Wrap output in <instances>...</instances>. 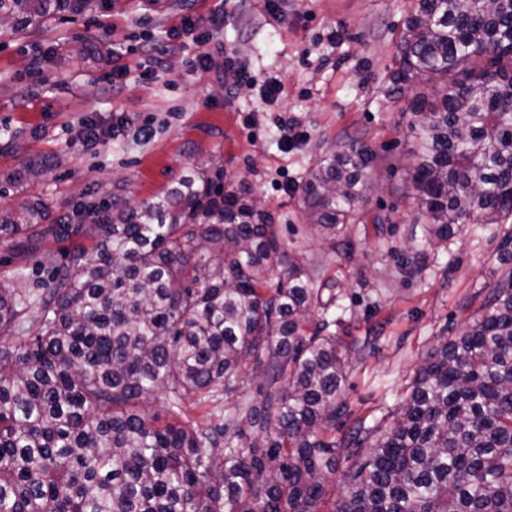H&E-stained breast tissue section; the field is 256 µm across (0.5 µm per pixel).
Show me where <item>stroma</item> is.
I'll use <instances>...</instances> for the list:
<instances>
[{
  "mask_svg": "<svg viewBox=\"0 0 512 512\" xmlns=\"http://www.w3.org/2000/svg\"><path fill=\"white\" fill-rule=\"evenodd\" d=\"M274 20L266 0H194L204 46L166 51L181 0H99L38 28L0 29V207L42 199L51 216L75 215L112 199L154 200L187 167L219 160L227 181L245 184L301 254L340 322L332 334L361 342L344 399L352 418L376 422L405 402L417 364L442 336H453L483 306L508 270L500 261L503 224H473L448 243L432 242L405 181L420 116L414 83L398 97L383 86L393 35L408 0H281ZM231 48L234 68L218 46ZM213 52L209 70L199 50ZM246 69L250 82H241ZM119 75L116 86L103 76ZM152 79H143V72ZM281 90L267 95L268 82ZM111 135L86 143L85 118ZM298 139L284 143L280 122ZM149 135L140 138L136 131ZM348 136L376 152L361 223L346 225L343 252L311 232L292 185L323 151ZM43 174L23 175L29 164ZM76 240L48 239L40 252L0 238V283L31 273L43 254L56 259Z\"/></svg>",
  "mask_w": 512,
  "mask_h": 512,
  "instance_id": "35a3bbf8",
  "label": "stroma"
}]
</instances>
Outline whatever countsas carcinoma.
Wrapping results in <instances>:
<instances>
[{
  "label": "carcinoma",
  "mask_w": 512,
  "mask_h": 512,
  "mask_svg": "<svg viewBox=\"0 0 512 512\" xmlns=\"http://www.w3.org/2000/svg\"><path fill=\"white\" fill-rule=\"evenodd\" d=\"M96 2L0 0V24ZM396 45L388 95L442 85L408 170L428 233L512 219V0H410ZM374 157L350 137L308 172L317 233L360 220ZM48 219L40 201L0 210V236L94 246L0 285V512H322L340 456L352 484L332 512H512V272L422 361L389 433L357 421L338 440L357 344L327 333L323 289L259 199L225 189L222 163L152 202ZM253 374L259 403L186 417ZM157 393L163 423L147 407Z\"/></svg>",
  "instance_id": "obj_1"
}]
</instances>
